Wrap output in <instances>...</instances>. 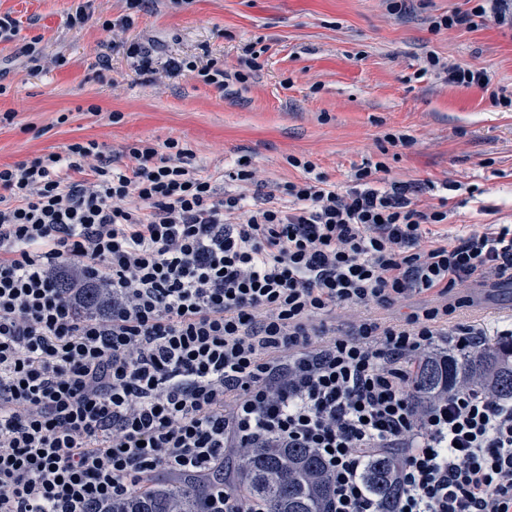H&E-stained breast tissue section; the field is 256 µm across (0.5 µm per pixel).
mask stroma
Segmentation results:
<instances>
[{"label":"stroma","instance_id":"1","mask_svg":"<svg viewBox=\"0 0 512 512\" xmlns=\"http://www.w3.org/2000/svg\"><path fill=\"white\" fill-rule=\"evenodd\" d=\"M83 0H0V13L24 37L42 36L64 66L31 71L17 42H0V164L94 140L104 151L138 141L179 139L197 164L215 172L248 157L272 183L300 178L289 156L304 155L330 182L347 185L364 162H384L387 179L415 183L420 203L448 197L449 233L512 225V111L488 91L420 75L427 54L486 68L491 88L512 92V30L491 25L434 34L430 18L464 0H148L127 30L101 19L125 12V0H94L95 23L72 30ZM136 40L156 66L211 55L243 69L242 47L260 41L263 68L225 91L184 70L145 82L122 47ZM96 105L101 115L89 114ZM121 113L119 123L106 118ZM388 133L410 135L386 147ZM452 181L458 190L444 192ZM481 193L470 198L468 189ZM461 321L490 328L512 322V286L483 285Z\"/></svg>","mask_w":512,"mask_h":512}]
</instances>
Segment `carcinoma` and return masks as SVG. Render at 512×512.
Segmentation results:
<instances>
[{
	"mask_svg": "<svg viewBox=\"0 0 512 512\" xmlns=\"http://www.w3.org/2000/svg\"><path fill=\"white\" fill-rule=\"evenodd\" d=\"M110 310L109 288L99 284L84 289L80 315ZM413 376L420 405L463 387H478L512 399V339L468 353L430 351L416 358ZM401 467L399 454L392 450L377 451L368 458L364 478L378 512H395ZM220 482L263 500L269 512H329L332 479L317 453L276 438L241 451L237 464L222 472L157 479L143 492L98 504L94 512H211L212 489Z\"/></svg>",
	"mask_w": 512,
	"mask_h": 512,
	"instance_id": "cac0c4a2",
	"label": "carcinoma"
}]
</instances>
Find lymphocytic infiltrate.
<instances>
[{
	"instance_id": "lymphocytic-infiltrate-1",
	"label": "lymphocytic infiltrate",
	"mask_w": 512,
	"mask_h": 512,
	"mask_svg": "<svg viewBox=\"0 0 512 512\" xmlns=\"http://www.w3.org/2000/svg\"><path fill=\"white\" fill-rule=\"evenodd\" d=\"M512 27V0H470L432 32ZM171 62L224 90L260 70ZM424 72L489 90L485 69L427 55ZM269 185L237 163L229 186L176 139L104 152L69 144L0 165V512H93L160 470L196 474L273 436L314 449L331 512H378V448L403 458L396 512H512V400L465 388L419 408L413 356L484 328L456 321L466 288L512 282V225L448 235V199L363 163L351 185L304 156ZM80 267L112 290L82 318L59 288ZM410 304L409 312L397 306ZM356 308L347 333L337 310Z\"/></svg>"
}]
</instances>
